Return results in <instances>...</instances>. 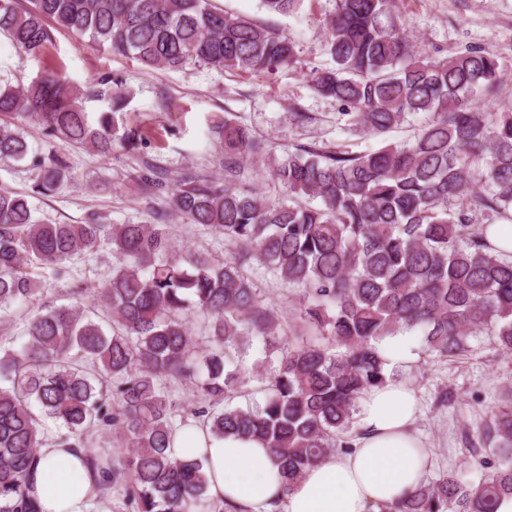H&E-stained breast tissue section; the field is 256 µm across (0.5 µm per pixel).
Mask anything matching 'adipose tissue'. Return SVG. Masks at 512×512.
<instances>
[{"mask_svg":"<svg viewBox=\"0 0 512 512\" xmlns=\"http://www.w3.org/2000/svg\"><path fill=\"white\" fill-rule=\"evenodd\" d=\"M418 413L413 388L400 378L365 391L357 401L354 452L311 467L292 485L261 443L217 440L198 424L177 434L169 454L199 460L209 496L236 512H368L421 484L428 456L413 431ZM84 458L75 448H40L32 494L42 512H84L91 496Z\"/></svg>","mask_w":512,"mask_h":512,"instance_id":"obj_1","label":"adipose tissue"}]
</instances>
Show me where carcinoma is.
Masks as SVG:
<instances>
[{
	"instance_id": "obj_1",
	"label": "carcinoma",
	"mask_w": 512,
	"mask_h": 512,
	"mask_svg": "<svg viewBox=\"0 0 512 512\" xmlns=\"http://www.w3.org/2000/svg\"><path fill=\"white\" fill-rule=\"evenodd\" d=\"M301 2L263 0L283 15ZM53 26L155 69L198 63L266 75L297 60L292 38L211 0H0V34L34 60ZM324 28L334 66L306 74L313 91L373 137L417 124L410 138L376 149L300 145L278 158L225 118L213 130L224 180L178 179L170 206L233 257L178 246L163 211L144 224H49L27 195L0 191V512H40L28 486L49 439L85 449L97 498L122 485L130 512H212L201 464L168 454L187 420L176 419L164 377L196 393L194 421L216 438L264 442L292 484L352 451L358 398L395 376L378 348L384 338L408 333L423 354L445 359L489 336L512 353V256L476 223H512V110L476 104L498 92L502 63L473 46L422 56L393 0H336ZM110 84L111 111L93 124L82 102ZM128 103L123 81L108 76L73 89L44 70L26 85H0V161L27 157V125L102 157L138 154L144 138L115 118ZM244 161L269 171L288 198L240 183ZM68 169L55 150L33 155L32 193L54 194ZM136 185L151 198L167 182L144 162ZM104 248L115 264L87 310L78 300L88 285L69 262ZM39 265L53 268L74 303L42 304L12 336L9 311L35 299ZM260 268L301 291L296 343L286 348L278 314L248 275ZM255 341L264 358L249 368ZM243 393L253 401L232 405ZM102 438L116 457L94 451ZM471 445L478 482L442 473L377 512H495L512 495V384Z\"/></svg>"
}]
</instances>
